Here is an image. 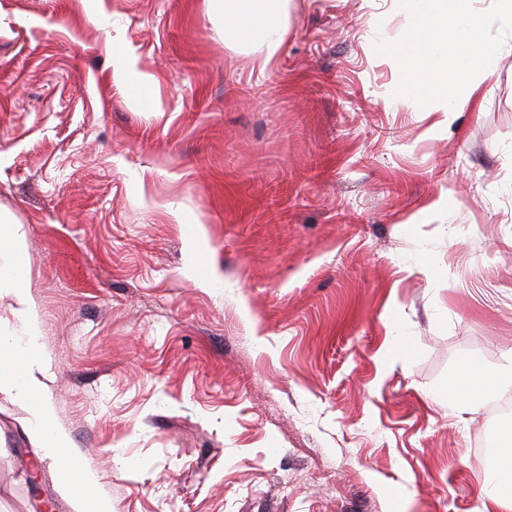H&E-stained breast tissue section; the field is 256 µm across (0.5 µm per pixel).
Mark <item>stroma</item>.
I'll list each match as a JSON object with an SVG mask.
<instances>
[{
    "instance_id": "35a3bbf8",
    "label": "stroma",
    "mask_w": 512,
    "mask_h": 512,
    "mask_svg": "<svg viewBox=\"0 0 512 512\" xmlns=\"http://www.w3.org/2000/svg\"><path fill=\"white\" fill-rule=\"evenodd\" d=\"M405 27L295 0L264 67L206 0H0V213L114 512L479 507L506 421L444 388L512 354V34L449 122L392 98ZM27 416L0 393V512H72Z\"/></svg>"
}]
</instances>
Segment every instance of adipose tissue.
Masks as SVG:
<instances>
[{
  "mask_svg": "<svg viewBox=\"0 0 512 512\" xmlns=\"http://www.w3.org/2000/svg\"><path fill=\"white\" fill-rule=\"evenodd\" d=\"M293 0H207V13L224 33V42L240 52L259 54L269 64L288 38ZM25 233L22 225L0 221V300L10 299V315H0V392L28 412L27 431L38 453L57 466L59 491L74 512H112V500L99 487L98 474L73 449L70 434L56 421L49 367L38 344L39 313L29 300ZM512 387V358L496 370L466 361L447 385L448 405L478 413L486 402ZM499 455L486 478L482 512H512V434L498 441Z\"/></svg>",
  "mask_w": 512,
  "mask_h": 512,
  "instance_id": "1",
  "label": "adipose tissue"
}]
</instances>
